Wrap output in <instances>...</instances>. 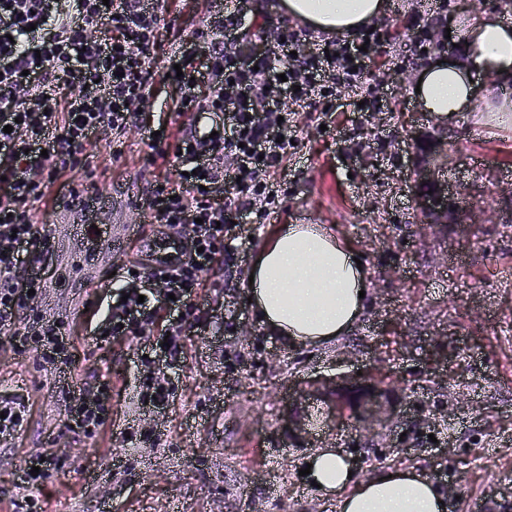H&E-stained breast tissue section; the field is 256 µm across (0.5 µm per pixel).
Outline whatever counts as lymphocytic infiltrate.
Returning <instances> with one entry per match:
<instances>
[{
  "mask_svg": "<svg viewBox=\"0 0 512 512\" xmlns=\"http://www.w3.org/2000/svg\"><path fill=\"white\" fill-rule=\"evenodd\" d=\"M257 2L239 0L233 12L210 17L165 59V71L182 70L179 111L219 112L224 124L204 141L178 131L152 138L148 162L177 166L153 185L149 208L155 223L191 229L192 249L169 276L137 272L142 294L111 308L107 337L138 336L158 324L180 335L176 316L191 313L190 297L223 259L225 241L276 217L273 194L288 175L287 135L299 113L332 119L369 73L363 44L388 35L377 28L302 52L297 31L278 26L274 54L260 53L245 25ZM160 13L157 0H0V336L59 372L73 363L74 343L65 326L31 312L30 290L50 276V237L33 206L76 200L81 184L100 189L88 155L93 141L110 138L118 156L131 133H145L139 107L155 81L149 54ZM228 185L233 196L215 202ZM159 279L169 292L160 303L152 297ZM107 401L103 386L92 399L68 396L67 429L95 434Z\"/></svg>",
  "mask_w": 512,
  "mask_h": 512,
  "instance_id": "1",
  "label": "lymphocytic infiltrate"
}]
</instances>
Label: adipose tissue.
Wrapping results in <instances>:
<instances>
[{"instance_id": "adipose-tissue-1", "label": "adipose tissue", "mask_w": 512, "mask_h": 512, "mask_svg": "<svg viewBox=\"0 0 512 512\" xmlns=\"http://www.w3.org/2000/svg\"><path fill=\"white\" fill-rule=\"evenodd\" d=\"M285 15L339 37L354 36L380 16L383 0H280ZM465 64L430 63L422 78L419 103L444 121L473 109V74L512 78V25L489 15L468 28ZM247 294L265 331L291 346H322L347 333L363 313L368 290L366 270L354 252L322 224H283L267 240L252 265ZM310 480L336 494L338 512H448L433 480L415 469H395L390 477L350 479L344 456L331 448L309 459Z\"/></svg>"}]
</instances>
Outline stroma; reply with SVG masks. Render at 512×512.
Segmentation results:
<instances>
[{
    "label": "stroma",
    "mask_w": 512,
    "mask_h": 512,
    "mask_svg": "<svg viewBox=\"0 0 512 512\" xmlns=\"http://www.w3.org/2000/svg\"><path fill=\"white\" fill-rule=\"evenodd\" d=\"M380 22L404 25L411 12L441 17L450 40L432 34L373 50L370 67L392 96L373 116L336 113L330 127L302 113L297 147L281 184L275 224H254L236 241L227 265L202 275L193 298L196 320L182 327L175 357L145 363L143 349L157 332L98 343L93 335L118 288L113 279L89 288L54 267L53 299L36 301L40 314L66 323L75 339L70 373L49 370L36 356H17L0 341V399L22 403L23 428L0 448V512H27L15 466L29 455L62 457L43 482L45 512H336L302 476L309 457L334 443L356 478L394 466L426 471L440 488L456 486L448 512H469L473 499L490 512H512V84L478 74L476 107L434 122L413 97L430 61L465 60L464 32L489 14L512 24L503 0H383ZM207 0H166L162 46L151 63L162 67L174 44L208 17ZM176 84L156 79L142 111L148 128L178 127L171 107ZM448 139L441 173L450 190L467 193L476 221L433 224L414 206L412 170L427 137ZM149 147L128 139L113 158L108 139L93 146L92 166L107 189L132 187L149 195L172 165L151 167ZM277 224H330L366 264L370 301L355 326L336 342L291 348L268 336L245 295L249 269ZM250 336H241L243 326ZM363 373L381 378L401 406L395 423L364 433L356 421L326 418L324 403L304 398L312 380ZM169 390L164 407L140 397L145 378ZM109 383V419L95 436L67 432L68 388Z\"/></svg>",
    "instance_id": "35a3bbf8"
}]
</instances>
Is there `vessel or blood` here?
<instances>
[{"label":"vessel or blood","mask_w":512,"mask_h":512,"mask_svg":"<svg viewBox=\"0 0 512 512\" xmlns=\"http://www.w3.org/2000/svg\"><path fill=\"white\" fill-rule=\"evenodd\" d=\"M82 197L79 214L62 213L56 221L66 225V235L72 243L76 240L86 242L80 275L84 283L95 287L100 284L103 274L111 270L113 252L122 247L127 237L141 235V226L126 223L124 215L133 207L143 206L144 201L128 190L116 191L109 196L86 190ZM72 243L58 250L57 259L61 264H71L75 254ZM185 250L182 238L171 232L148 238L146 255L151 268L164 270L181 260Z\"/></svg>","instance_id":"obj_1"}]
</instances>
